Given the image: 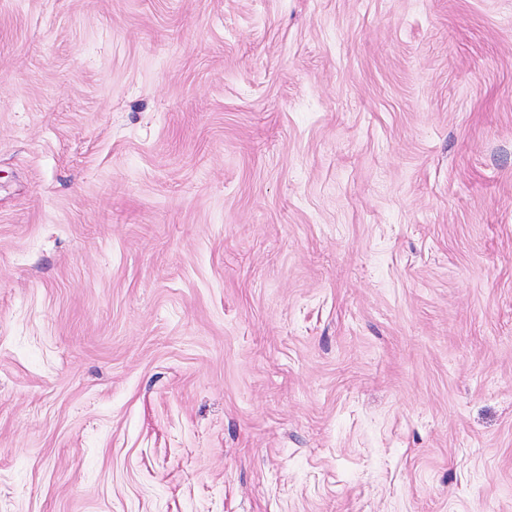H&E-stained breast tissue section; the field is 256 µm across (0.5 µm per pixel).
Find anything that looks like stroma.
<instances>
[{"label": "stroma", "instance_id": "1", "mask_svg": "<svg viewBox=\"0 0 512 512\" xmlns=\"http://www.w3.org/2000/svg\"><path fill=\"white\" fill-rule=\"evenodd\" d=\"M0 512H512V0H0Z\"/></svg>", "mask_w": 512, "mask_h": 512}]
</instances>
